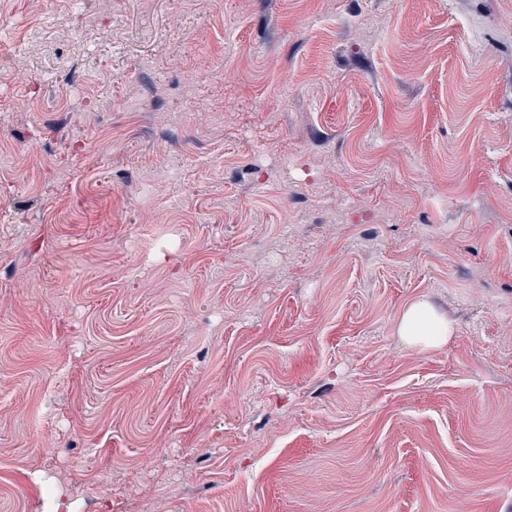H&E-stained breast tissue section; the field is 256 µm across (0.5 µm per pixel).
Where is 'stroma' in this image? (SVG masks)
Here are the masks:
<instances>
[{"instance_id": "1", "label": "stroma", "mask_w": 512, "mask_h": 512, "mask_svg": "<svg viewBox=\"0 0 512 512\" xmlns=\"http://www.w3.org/2000/svg\"><path fill=\"white\" fill-rule=\"evenodd\" d=\"M0 15V512H512V0ZM397 333L411 349L429 351L447 344L453 327L448 319L436 314L427 302L416 300L407 304L401 312Z\"/></svg>"}]
</instances>
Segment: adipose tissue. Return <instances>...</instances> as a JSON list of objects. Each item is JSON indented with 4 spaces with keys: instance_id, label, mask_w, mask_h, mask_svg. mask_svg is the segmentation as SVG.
Instances as JSON below:
<instances>
[{
    "instance_id": "ef3b65f1",
    "label": "adipose tissue",
    "mask_w": 512,
    "mask_h": 512,
    "mask_svg": "<svg viewBox=\"0 0 512 512\" xmlns=\"http://www.w3.org/2000/svg\"><path fill=\"white\" fill-rule=\"evenodd\" d=\"M397 333L411 349L428 351L447 344L453 327L422 300L407 304L397 326Z\"/></svg>"
}]
</instances>
